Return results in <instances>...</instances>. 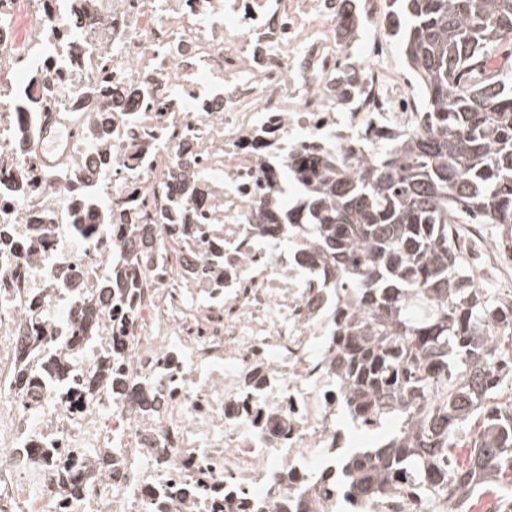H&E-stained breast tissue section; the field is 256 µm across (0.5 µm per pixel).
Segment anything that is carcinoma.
<instances>
[{
    "label": "carcinoma",
    "instance_id": "1",
    "mask_svg": "<svg viewBox=\"0 0 512 512\" xmlns=\"http://www.w3.org/2000/svg\"><path fill=\"white\" fill-rule=\"evenodd\" d=\"M388 16L421 91L418 132L381 144L359 173L297 159L292 175L308 187L301 208L259 200L256 221L308 225L364 307L347 318L340 347L347 411L361 420L382 407L398 425L344 458L343 487L375 497L397 475L401 499L440 512L448 494L512 496V406L499 403L512 375V297L479 287L456 240V225L474 217L512 224V79L486 70L496 51L512 54V0H389ZM123 220L126 236L110 239L118 254L142 229L134 215ZM129 287L119 267L103 289ZM483 324L508 329L495 382L480 352ZM32 332L30 357L63 383L46 358L50 342ZM473 420L479 431L463 433Z\"/></svg>",
    "mask_w": 512,
    "mask_h": 512
}]
</instances>
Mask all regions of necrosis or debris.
I'll return each instance as SVG.
<instances>
[{"label": "necrosis or debris", "mask_w": 512, "mask_h": 512, "mask_svg": "<svg viewBox=\"0 0 512 512\" xmlns=\"http://www.w3.org/2000/svg\"><path fill=\"white\" fill-rule=\"evenodd\" d=\"M352 11L367 32L349 39ZM380 13L381 0H0V81L33 72L0 91V512H421L387 495L352 505L332 485L349 393L338 345L361 309L301 225L251 219L295 152L356 171L377 133L415 130L420 99L387 64ZM190 181L206 223H156ZM119 210L149 249L131 245L136 290L115 309L102 284ZM36 310L40 335L65 339L60 388L17 382Z\"/></svg>", "instance_id": "obj_1"}]
</instances>
